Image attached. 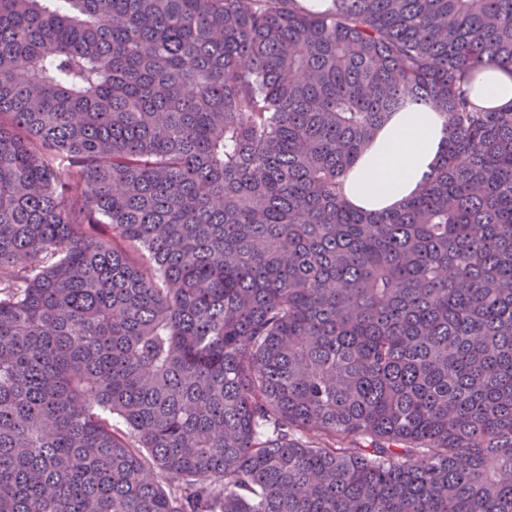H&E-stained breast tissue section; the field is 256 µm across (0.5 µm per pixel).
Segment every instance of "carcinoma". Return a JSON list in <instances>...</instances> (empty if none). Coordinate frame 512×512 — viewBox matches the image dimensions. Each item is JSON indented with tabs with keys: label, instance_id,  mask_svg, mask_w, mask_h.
<instances>
[{
	"label": "carcinoma",
	"instance_id": "1",
	"mask_svg": "<svg viewBox=\"0 0 512 512\" xmlns=\"http://www.w3.org/2000/svg\"><path fill=\"white\" fill-rule=\"evenodd\" d=\"M332 3L0 0V512H512V0ZM472 101L483 109H500L512 104V66H492L482 72L471 91ZM447 142L445 120L433 108L394 112L347 171V201L372 212L402 205L431 178Z\"/></svg>",
	"mask_w": 512,
	"mask_h": 512
}]
</instances>
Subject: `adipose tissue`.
<instances>
[{"mask_svg": "<svg viewBox=\"0 0 512 512\" xmlns=\"http://www.w3.org/2000/svg\"><path fill=\"white\" fill-rule=\"evenodd\" d=\"M471 99L483 109L512 105V66L497 65L482 72ZM447 142L445 120L433 108L423 105L393 113L347 171V201L372 212L402 205L431 178Z\"/></svg>", "mask_w": 512, "mask_h": 512, "instance_id": "ef3b65f1", "label": "adipose tissue"}]
</instances>
